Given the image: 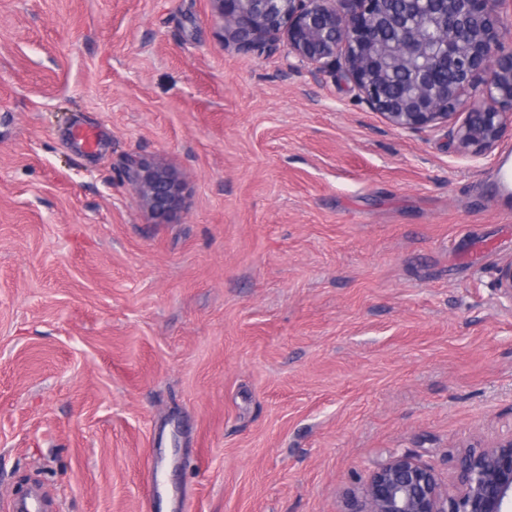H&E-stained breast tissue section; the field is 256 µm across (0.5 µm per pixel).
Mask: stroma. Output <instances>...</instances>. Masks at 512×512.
<instances>
[{
    "instance_id": "35a3bbf8",
    "label": "stroma",
    "mask_w": 512,
    "mask_h": 512,
    "mask_svg": "<svg viewBox=\"0 0 512 512\" xmlns=\"http://www.w3.org/2000/svg\"><path fill=\"white\" fill-rule=\"evenodd\" d=\"M509 147L394 129L209 0H0V512H347L392 451L452 487L512 425ZM125 177L139 191L156 218L166 220L183 208V185L168 168L141 159H132L125 169Z\"/></svg>"
}]
</instances>
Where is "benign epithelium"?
I'll use <instances>...</instances> for the list:
<instances>
[{
  "instance_id": "obj_1",
  "label": "benign epithelium",
  "mask_w": 512,
  "mask_h": 512,
  "mask_svg": "<svg viewBox=\"0 0 512 512\" xmlns=\"http://www.w3.org/2000/svg\"><path fill=\"white\" fill-rule=\"evenodd\" d=\"M211 15L237 51L260 55L281 44L317 71L339 70L369 109L408 132L463 115L460 149L492 150L512 127V25L508 0H404L422 10L411 23L389 0H209ZM126 180L156 218L184 206V188L168 168L131 160ZM497 290L512 303V262ZM349 512H512V426L459 458L454 492L435 467L389 453L371 469Z\"/></svg>"
}]
</instances>
